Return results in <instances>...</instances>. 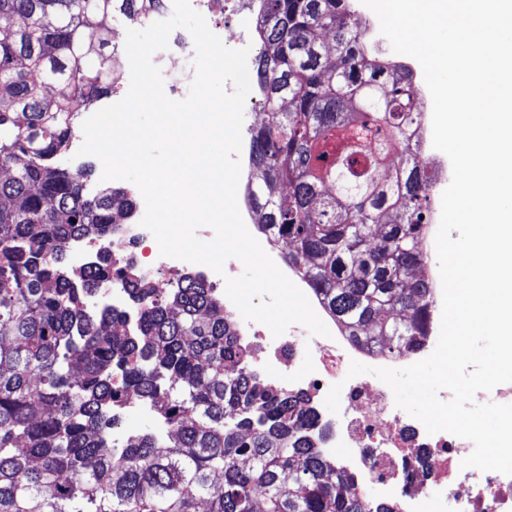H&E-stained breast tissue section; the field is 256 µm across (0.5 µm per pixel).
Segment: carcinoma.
<instances>
[{"mask_svg": "<svg viewBox=\"0 0 512 512\" xmlns=\"http://www.w3.org/2000/svg\"><path fill=\"white\" fill-rule=\"evenodd\" d=\"M161 2L0 0L11 19L0 25V166L11 170L0 181V512H396L321 455L306 392L258 386L203 277L184 275L153 303L150 283L106 247L80 273L68 263L73 241L116 236V217L134 210L120 189L88 192L92 167L59 163L73 104L112 93L91 60L108 49L120 61L114 22ZM257 23V228L293 245L285 261L355 342L418 350L433 285L410 272L427 258L430 177L400 67L370 55L348 0H263ZM397 150L409 165L381 178ZM115 278L133 320L92 304ZM131 393L168 431L115 454L114 409Z\"/></svg>", "mask_w": 512, "mask_h": 512, "instance_id": "1", "label": "carcinoma"}]
</instances>
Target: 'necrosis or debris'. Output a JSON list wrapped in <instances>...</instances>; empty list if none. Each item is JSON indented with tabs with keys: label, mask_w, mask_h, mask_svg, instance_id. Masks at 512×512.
<instances>
[{
	"label": "necrosis or debris",
	"mask_w": 512,
	"mask_h": 512,
	"mask_svg": "<svg viewBox=\"0 0 512 512\" xmlns=\"http://www.w3.org/2000/svg\"><path fill=\"white\" fill-rule=\"evenodd\" d=\"M350 15L367 31L375 55L396 58L411 76L410 99L423 114L411 139L418 159L433 177L428 221L439 223L438 200L448 179V158L432 145L431 125L424 117L428 104L424 74L404 55H390L385 36L363 11L361 0H351ZM194 56V41L187 32L170 37L167 49L153 54L166 94L179 100L187 97L195 75ZM239 161L238 209L244 223L255 224L259 218L252 193L257 182L250 135L242 137ZM240 327L265 344L268 353L262 365L280 383L314 391L324 401L338 399L337 416L327 420L329 433L320 446L356 481L370 486L378 499L396 502L399 512H512L511 476L462 467L472 451L470 441L454 435L433 439L424 426H410L406 415L391 406V390L383 381L349 377L351 361L363 350L340 325H331L326 337L306 335L300 324L277 337L252 321H241Z\"/></svg>",
	"instance_id": "4bbe7bcc"
}]
</instances>
